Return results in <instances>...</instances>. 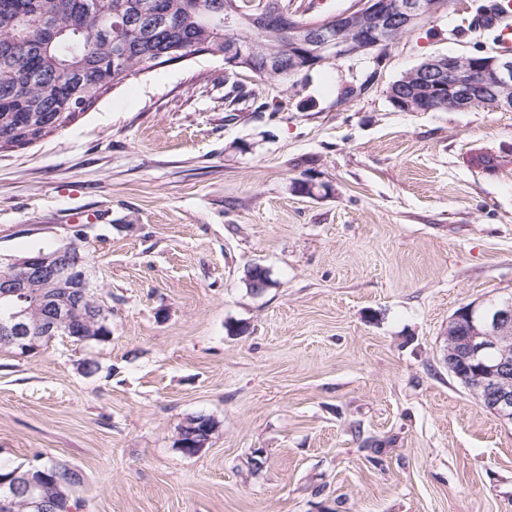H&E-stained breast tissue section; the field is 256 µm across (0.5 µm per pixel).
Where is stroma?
Returning <instances> with one entry per match:
<instances>
[{
    "label": "stroma",
    "instance_id": "35a3bbf8",
    "mask_svg": "<svg viewBox=\"0 0 512 512\" xmlns=\"http://www.w3.org/2000/svg\"><path fill=\"white\" fill-rule=\"evenodd\" d=\"M485 2L287 81L196 54L0 152V262L79 247L112 309L106 341L0 348V468L78 470V512H512V423L445 363L453 313L512 294V163L473 161L512 156V112L387 98L496 53Z\"/></svg>",
    "mask_w": 512,
    "mask_h": 512
}]
</instances>
